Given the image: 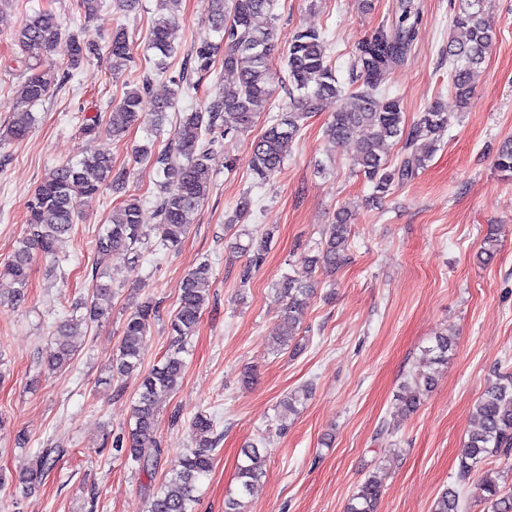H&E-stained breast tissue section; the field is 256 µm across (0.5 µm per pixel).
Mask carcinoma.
<instances>
[{
  "label": "carcinoma",
  "instance_id": "carcinoma-1",
  "mask_svg": "<svg viewBox=\"0 0 512 512\" xmlns=\"http://www.w3.org/2000/svg\"><path fill=\"white\" fill-rule=\"evenodd\" d=\"M159 15L146 33L149 48L160 55L157 69L177 55L173 30L182 0H158ZM398 22L391 28L380 27L369 38L359 42L351 53L350 71L361 84L353 90L342 87L335 70L327 60V46L321 32L313 29L296 31L288 52L283 56L286 76L273 67V0H213L208 29L221 35V43L209 37L199 38L184 64L183 72L170 79L174 85L167 97H150L152 75L146 73L140 83L125 92L112 106L108 115L98 114L85 120L82 134L95 138L105 133L122 137L128 129L142 121L144 104L150 105L154 122L159 123L174 108L175 101L189 96L197 85L188 73L201 76L213 72L219 49H224V70L238 73L231 88L214 93L198 110L179 118L173 137L163 149L148 145L134 148L136 160L146 164L158 177L159 195L155 201L158 224L152 231L159 244L172 249L188 235L194 217L212 189L210 161L218 138L241 134L251 128L254 118L268 103L273 87L284 85L288 94V111L271 118V124L251 144L250 170L255 179L265 182L281 170L295 138L309 114L319 110L322 102L336 99L340 106L327 126V135L336 142L349 139L361 128L365 137L353 160L356 173L371 184L368 203L381 204L394 187L415 179L418 171L436 151L440 136L448 128V114L437 103L419 113L411 126H406L403 108L398 99L383 92L389 74L403 63L417 37L421 15L414 0H397ZM65 36L56 14L49 9L34 12L14 30V40L32 64L29 75L16 91L13 108L17 119L7 129L5 137L24 141L33 132L35 117L29 107L44 100L61 77L46 64L51 49ZM496 39V28L483 9V0H466V7L455 14L448 35V64L451 88L460 103H468L472 95L470 73L486 60ZM69 66L76 68L84 61L107 50L112 75L123 74L129 67V34L123 28L112 33L106 45L74 34L68 36ZM403 142L400 164L392 167L383 156V148L391 140ZM495 168L512 176V140L497 149ZM128 171L118 167L105 153L91 152L75 162L52 169L40 182L27 204L24 236L17 241L8 260L0 265V280L8 287L0 288V303L8 301L20 306L28 299L30 270L35 256L57 258L58 245L69 235L79 219L82 198L109 186L122 190L128 181ZM140 200L128 196L112 209L104 231L98 235L97 250L102 253L123 250L129 263L139 262L141 248L150 242V233L140 220ZM352 212L339 211L335 222L328 225L317 254L305 257L310 272L319 268L336 269L346 260L351 233ZM271 232L261 234L259 242H249L241 251L252 253L241 275L247 283L263 261V251ZM211 266L201 262L184 276L178 307L169 319L171 348L163 360L150 369L143 366L142 346L151 323L158 316L155 304L145 301L125 318L117 352L112 355L105 382L137 377L140 380L137 398L131 407L127 437L117 438L113 449L136 463L138 470L152 474L162 449L152 441L156 426L158 402L161 396L177 390L182 383L187 344L200 324L207 300V283ZM114 275H95L91 298L73 308L74 315L56 326L53 338L42 361L49 373L69 365L77 352L75 337L84 335L83 326L108 314L99 299L113 291ZM288 333L271 337L272 350L280 353L288 348H301L294 325L300 321L308 304L313 286L290 274L276 285ZM452 336L439 334L434 344L422 351L419 369L403 383L397 394V406L402 412H412L432 391L440 368L448 364V354L454 350ZM475 427L469 434L459 457V480L469 475L492 457L512 456V376H502L488 386L472 408ZM193 447L181 456L164 482L148 495L147 512H192L198 484L213 468V453L221 441L214 421L200 413L190 423ZM54 448H42L29 460L21 483L25 491L39 487L55 463ZM236 489L224 499V512H247L248 498L261 474L262 455L251 443L241 449ZM383 476L369 474L351 495L346 512H377L382 495ZM475 501L484 512H512V487L486 480L476 487ZM461 491L450 486L433 501L430 512H463Z\"/></svg>",
  "mask_w": 512,
  "mask_h": 512
}]
</instances>
